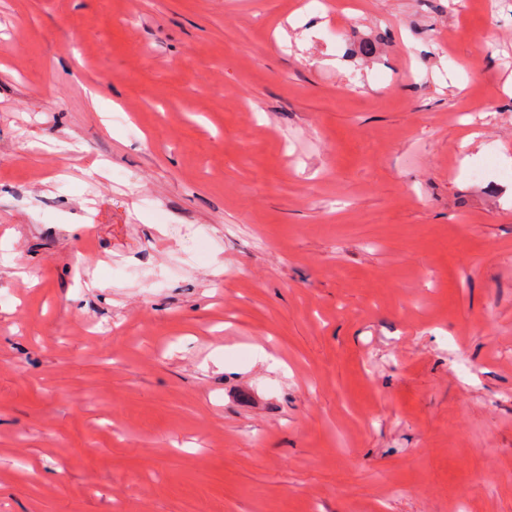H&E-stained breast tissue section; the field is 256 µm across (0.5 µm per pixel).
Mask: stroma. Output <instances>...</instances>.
I'll return each mask as SVG.
<instances>
[{"label": "stroma", "instance_id": "obj_1", "mask_svg": "<svg viewBox=\"0 0 512 512\" xmlns=\"http://www.w3.org/2000/svg\"><path fill=\"white\" fill-rule=\"evenodd\" d=\"M461 506L512 512V0H0V512Z\"/></svg>", "mask_w": 512, "mask_h": 512}]
</instances>
